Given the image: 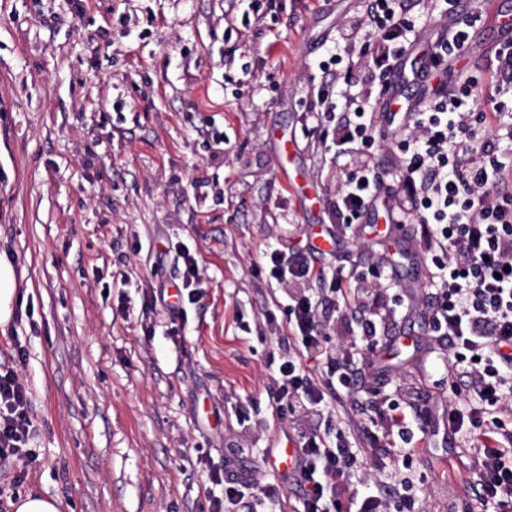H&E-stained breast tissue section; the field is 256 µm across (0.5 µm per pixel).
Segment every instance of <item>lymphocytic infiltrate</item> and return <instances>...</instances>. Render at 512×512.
Listing matches in <instances>:
<instances>
[{
  "label": "lymphocytic infiltrate",
  "instance_id": "f902f5d3",
  "mask_svg": "<svg viewBox=\"0 0 512 512\" xmlns=\"http://www.w3.org/2000/svg\"><path fill=\"white\" fill-rule=\"evenodd\" d=\"M414 32L404 0H371L367 20L348 24L338 49L319 63L323 81L311 102L316 120L306 133L329 139L333 157L353 160L336 201L337 219L350 225L370 217L378 204L391 213L400 208L397 200L383 199L380 176L364 151L377 122H385L406 146L403 181L439 283L426 316L448 340L449 377H462L471 395L470 404L449 411L448 426L457 434L482 429L474 495L483 512H512V433L500 432L498 421L499 414L512 412V193L506 189L512 159L500 160L470 140L478 125L512 129V113L500 102L491 111L477 110L471 79L455 91L440 81L447 59L460 57L469 42L468 31L457 27L440 38L415 73L426 88L416 111H392L386 84L355 89L348 78L350 59L368 55L375 69L393 70ZM375 102L380 112H373ZM316 252L312 246L304 256L277 249L265 255L270 276L285 287L288 309V347L274 362L275 400L287 403L297 426L296 466L285 479L300 486L302 512H342L345 482L359 468L360 451L323 432L319 423L327 419L331 400L353 389L410 302L391 283L370 288L365 278L343 269L316 268L310 260ZM315 279L328 281L336 303L350 310L355 323L349 350L329 360L328 379L313 377L303 364L305 355L322 348L320 303L308 289ZM30 407L27 386L12 368L0 367V461H27ZM379 417L386 446L412 458L418 436L427 432L429 412L383 411ZM212 480L224 493L214 498L211 512H245L260 498L256 481L227 482L218 474Z\"/></svg>",
  "mask_w": 512,
  "mask_h": 512
}]
</instances>
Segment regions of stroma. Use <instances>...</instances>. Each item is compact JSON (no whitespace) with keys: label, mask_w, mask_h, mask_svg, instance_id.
Instances as JSON below:
<instances>
[{"label":"stroma","mask_w":512,"mask_h":512,"mask_svg":"<svg viewBox=\"0 0 512 512\" xmlns=\"http://www.w3.org/2000/svg\"><path fill=\"white\" fill-rule=\"evenodd\" d=\"M369 0H0V258L16 271L0 365L31 392L33 459L0 462V512L29 494L61 512H210L212 474L275 488L266 512H301L296 485L267 461L293 439L274 408L270 355L287 312L267 247L336 240L314 264L361 273L394 264L413 298L394 345L358 396H414L431 412L426 441L395 467L425 512H480L468 453L480 433L453 435L448 342L425 315L433 289L418 224L379 216L352 234L338 223L335 167L307 137L311 94L336 31ZM512 0L460 9L472 49L441 79L492 92L500 38L485 19ZM385 186L403 151L381 129L370 147ZM199 269L180 314L144 290L180 282L168 246ZM164 260H157V253ZM131 278L134 309L117 286Z\"/></svg>","instance_id":"35a3bbf8"}]
</instances>
